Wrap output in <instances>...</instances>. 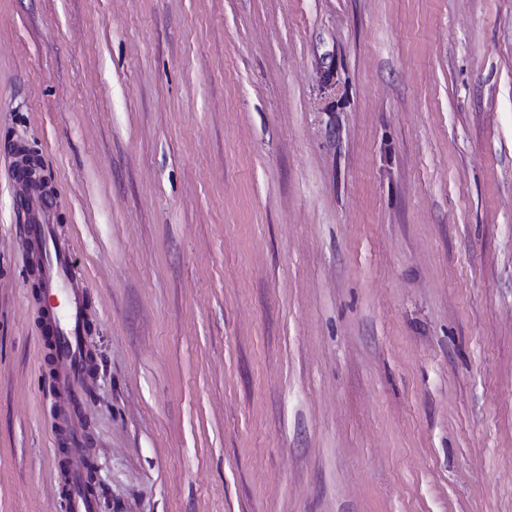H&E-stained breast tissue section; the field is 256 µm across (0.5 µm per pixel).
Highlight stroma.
<instances>
[{
    "mask_svg": "<svg viewBox=\"0 0 512 512\" xmlns=\"http://www.w3.org/2000/svg\"><path fill=\"white\" fill-rule=\"evenodd\" d=\"M19 144L99 512H512V0H0V512H63ZM13 178L25 224L24 236L28 243L41 245L43 249L38 272L41 294L46 295L49 307L42 312L41 330L45 333L48 328L61 341L49 382L65 403L69 419L64 426L53 427L52 432L55 442L66 446L71 457L81 463L69 467L63 474V507L65 512H96V495L87 491L83 476L85 436L75 422L87 394L83 375L89 285L83 278L74 277L71 244L56 234L49 199L41 193L31 194L24 188L19 161L13 170ZM55 297L60 300V305L53 302Z\"/></svg>",
    "mask_w": 512,
    "mask_h": 512,
    "instance_id": "35a3bbf8",
    "label": "stroma"
}]
</instances>
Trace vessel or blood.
Listing matches in <instances>:
<instances>
[{
	"instance_id": "vessel-or-blood-1",
	"label": "vessel or blood",
	"mask_w": 512,
	"mask_h": 512,
	"mask_svg": "<svg viewBox=\"0 0 512 512\" xmlns=\"http://www.w3.org/2000/svg\"><path fill=\"white\" fill-rule=\"evenodd\" d=\"M13 178L19 185L17 194L25 224L24 236L28 243L43 249L38 272L42 292L50 305L42 312V326L61 342L49 381L69 413L64 425L52 429L55 442L66 446L74 460L62 478L63 507L65 512H97L98 501L86 489L81 464L85 436L76 424L87 394L83 375L89 285L73 275L71 244L56 234L49 199L22 188L21 171H14Z\"/></svg>"
}]
</instances>
